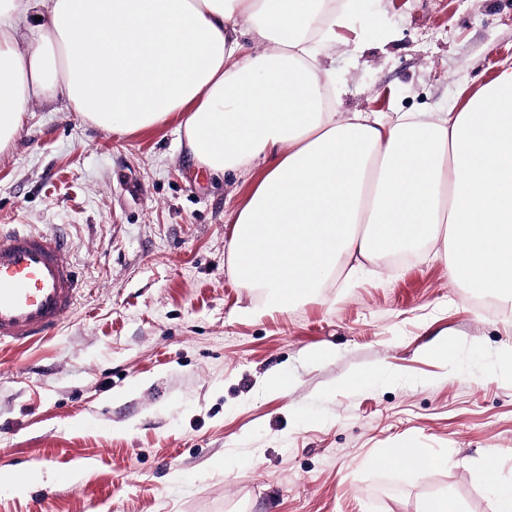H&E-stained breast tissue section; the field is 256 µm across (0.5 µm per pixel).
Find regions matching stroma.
I'll return each mask as SVG.
<instances>
[{"mask_svg": "<svg viewBox=\"0 0 512 512\" xmlns=\"http://www.w3.org/2000/svg\"><path fill=\"white\" fill-rule=\"evenodd\" d=\"M337 34L336 111L443 112L512 63V0H363ZM180 122L112 133L44 99L0 154V230L64 237L83 279L56 335L0 347V467L44 476L1 488L0 512H419L444 490L495 512L512 301L476 304L424 247L249 315L260 299L224 243L269 163L214 179ZM274 372L287 392L267 390ZM402 447L450 464L374 465Z\"/></svg>", "mask_w": 512, "mask_h": 512, "instance_id": "stroma-1", "label": "stroma"}]
</instances>
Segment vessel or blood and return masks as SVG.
Here are the masks:
<instances>
[{
	"label": "vessel or blood",
	"instance_id": "obj_1",
	"mask_svg": "<svg viewBox=\"0 0 512 512\" xmlns=\"http://www.w3.org/2000/svg\"><path fill=\"white\" fill-rule=\"evenodd\" d=\"M82 286L65 258L62 237L0 233V346L20 347L55 335Z\"/></svg>",
	"mask_w": 512,
	"mask_h": 512
}]
</instances>
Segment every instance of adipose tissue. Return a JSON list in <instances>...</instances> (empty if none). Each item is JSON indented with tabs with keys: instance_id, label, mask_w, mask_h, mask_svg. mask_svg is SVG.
<instances>
[{
	"instance_id": "adipose-tissue-1",
	"label": "adipose tissue",
	"mask_w": 512,
	"mask_h": 512,
	"mask_svg": "<svg viewBox=\"0 0 512 512\" xmlns=\"http://www.w3.org/2000/svg\"><path fill=\"white\" fill-rule=\"evenodd\" d=\"M344 21L327 0H0V152L35 99L118 133L177 112L213 175L278 153L227 242L266 309L421 243L459 287L511 299L512 65L451 112L344 117L314 47Z\"/></svg>"
}]
</instances>
